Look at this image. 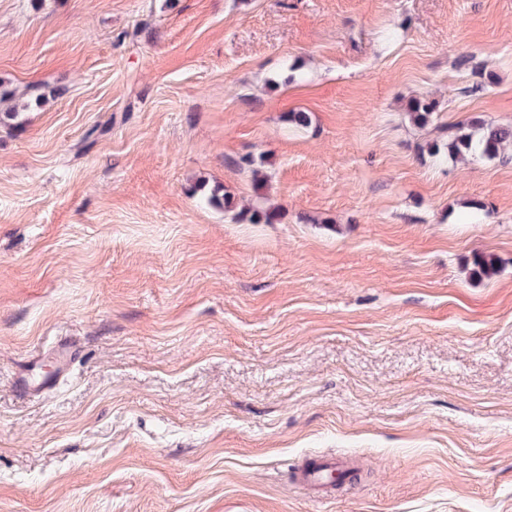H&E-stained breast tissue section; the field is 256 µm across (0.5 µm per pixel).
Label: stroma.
<instances>
[{"label":"stroma","instance_id":"obj_1","mask_svg":"<svg viewBox=\"0 0 512 512\" xmlns=\"http://www.w3.org/2000/svg\"><path fill=\"white\" fill-rule=\"evenodd\" d=\"M0 95V512H512V0H0ZM440 133L429 147L433 155L441 150L453 159L469 161L476 157L493 159L512 149V125H496L478 115L464 121L437 127ZM349 472L343 459L330 456L313 465L306 462L299 471L298 480L306 488L316 491L329 484L335 474L343 475Z\"/></svg>","mask_w":512,"mask_h":512}]
</instances>
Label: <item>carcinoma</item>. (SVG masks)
Segmentation results:
<instances>
[{
  "mask_svg": "<svg viewBox=\"0 0 512 512\" xmlns=\"http://www.w3.org/2000/svg\"><path fill=\"white\" fill-rule=\"evenodd\" d=\"M435 104L421 100L410 104L409 115L412 121L424 127L431 121ZM439 141L433 142L429 152L438 155L445 152L455 160L469 161L476 157L493 159L512 149V125H496L478 115L463 121L438 126ZM207 202L231 212L235 208L234 197L227 191L216 188ZM473 271L477 276L490 277L497 271V263L484 254H476L472 259Z\"/></svg>",
  "mask_w": 512,
  "mask_h": 512,
  "instance_id": "obj_1",
  "label": "carcinoma"
}]
</instances>
